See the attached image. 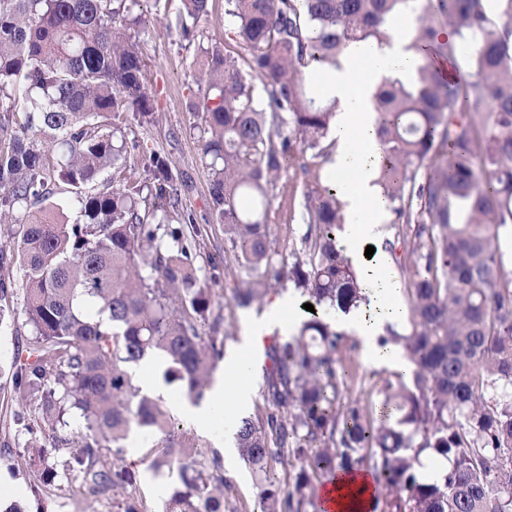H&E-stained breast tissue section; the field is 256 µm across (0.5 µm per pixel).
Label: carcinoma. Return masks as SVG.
<instances>
[{
    "label": "carcinoma",
    "instance_id": "1",
    "mask_svg": "<svg viewBox=\"0 0 512 512\" xmlns=\"http://www.w3.org/2000/svg\"><path fill=\"white\" fill-rule=\"evenodd\" d=\"M140 2L0 0V268L22 267L33 329L34 360L16 359L13 389L41 406L37 420L16 422L30 435L46 426L49 446L75 449L63 474L116 512L150 509L122 466L135 432L154 439L153 469L179 472L163 512H238L226 507L217 451L198 448L129 373L158 356L164 381L198 404L224 347L205 332L213 300L183 236L195 217L182 207L181 174L122 130L153 111L126 34L141 22ZM498 2L494 20L486 0H227L233 49H204L189 111L201 113L211 218L246 276L234 301L260 307L290 283L315 309L298 335L268 349L265 419L236 423L264 512H317V484L363 465L378 488L371 512H512V274L498 244L512 225V0ZM180 4L171 26L191 41L208 0ZM410 12L406 50L424 63L408 82L383 77L372 106L410 318L407 333L390 328L380 345L400 346L413 369L388 373L378 407L367 408L351 398L342 359L358 343L336 324L365 297L341 245L332 174L292 190L307 231L281 264L267 217L282 177L332 161L330 69L352 42H390L391 23ZM444 28L453 38L441 43ZM458 40L470 70L455 79L434 59L454 62ZM136 150L138 172L127 175ZM12 298L1 277L0 322ZM44 448L43 487L58 476ZM423 451L448 460L442 482L419 480ZM277 464L289 467L286 485Z\"/></svg>",
    "mask_w": 512,
    "mask_h": 512
}]
</instances>
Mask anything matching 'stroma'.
Instances as JSON below:
<instances>
[{
  "mask_svg": "<svg viewBox=\"0 0 512 512\" xmlns=\"http://www.w3.org/2000/svg\"><path fill=\"white\" fill-rule=\"evenodd\" d=\"M143 22L135 36L145 62L144 84L152 100V119L132 124L128 137L166 154L182 175L178 184L184 209L196 217V224L184 225L185 237L196 240L195 275L199 283L212 291V316L220 318L230 331L224 340L225 354L241 352L240 336L245 335L257 309L236 307L233 296L239 282L224 262V227L213 223L209 210V175L205 167L202 144L194 130L197 113L187 108L198 94L197 63L202 50L212 43L224 42L233 25L227 13L226 0H210L209 13L197 27L196 37L186 42L169 29L179 7V0H142ZM291 183H279L268 215L270 237L280 256H288L306 231L299 207L291 200ZM15 288L11 317L0 323V504L22 502L28 512H104L101 502L86 498L78 481L57 477L53 485L33 494L35 459L28 450L29 434L15 424L16 415L34 414L37 403L30 396L15 393L12 388V364L19 350L25 349L32 337L24 313L21 291L23 273L19 267L9 269ZM198 447L215 449L224 460V475L229 483L225 493L239 512H262L260 488L252 472L242 460L234 438L214 440L198 425L185 422ZM150 438L136 434L128 442L124 465L136 475L138 487L153 512H161L169 489L180 482L177 470L154 471L148 453Z\"/></svg>",
  "mask_w": 512,
  "mask_h": 512,
  "instance_id": "1",
  "label": "stroma"
}]
</instances>
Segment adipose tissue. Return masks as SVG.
I'll use <instances>...</instances> for the list:
<instances>
[{
  "label": "adipose tissue",
  "mask_w": 512,
  "mask_h": 512,
  "mask_svg": "<svg viewBox=\"0 0 512 512\" xmlns=\"http://www.w3.org/2000/svg\"><path fill=\"white\" fill-rule=\"evenodd\" d=\"M413 29V20L406 19L397 26L390 43L351 44L327 82L330 96L338 102L333 127L336 146L330 170L347 204L343 244L355 267L365 274L370 299L369 305L339 319L338 325L358 338L365 362L400 369L406 366L401 351L383 349L377 339L386 326L398 321L403 312L402 299L385 255L377 252L369 257L365 249L376 245L391 215L377 183L381 149L371 98L379 76L389 75L404 81L412 78L418 62L406 45ZM224 368L238 379L233 391L215 388L208 399L197 404L186 399L174 400L170 403L172 411L193 423L207 424L223 418L226 402L246 406L251 400L252 388L243 383L242 377L250 373V364L239 358L228 359ZM373 492L374 486L367 474L350 471L339 475L324 496L332 512H369Z\"/></svg>",
  "instance_id": "adipose-tissue-1"
}]
</instances>
